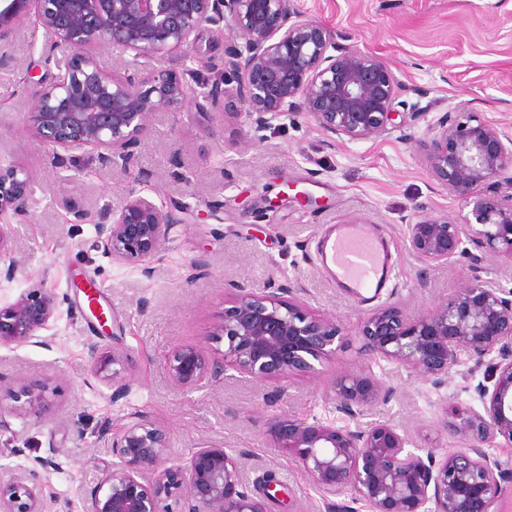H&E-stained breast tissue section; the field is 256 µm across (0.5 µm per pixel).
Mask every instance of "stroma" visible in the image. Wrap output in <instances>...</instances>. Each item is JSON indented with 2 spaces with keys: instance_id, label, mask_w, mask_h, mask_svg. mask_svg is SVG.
<instances>
[{
  "instance_id": "stroma-1",
  "label": "stroma",
  "mask_w": 512,
  "mask_h": 512,
  "mask_svg": "<svg viewBox=\"0 0 512 512\" xmlns=\"http://www.w3.org/2000/svg\"><path fill=\"white\" fill-rule=\"evenodd\" d=\"M306 17L331 29L339 43L384 57L405 84V98L428 112L409 134L396 131L359 143H327L312 118L256 130L244 106L229 96L223 118L192 112H159L152 135L139 148L138 167L124 170L103 161L97 150L54 160L53 150L25 122L33 83L20 69L35 62L47 73L42 31L24 19L9 36L11 52L0 56V164L30 171V223L19 226L11 244L22 269L0 279V300L22 289H51L60 317L50 323L52 347H0V480L36 469L55 498L52 512H83L102 470L113 458L102 435L123 424L126 414L147 412L170 428L169 460L179 463L192 448L218 441L240 453L251 494L273 477L289 500L269 502V512H327L307 476L265 439L268 415L344 422L336 409L333 378L372 373L391 394L372 409L373 418L410 433L422 452L443 456L470 446L468 437L446 431L450 403L474 404L482 379L474 361L461 356L448 378L424 380L395 364L359 351L354 337L368 305L339 291L318 266L317 242L327 225L349 219L374 224L390 240L398 272L383 298L418 314L449 297L472 277L512 288V267L470 247L449 267H424L409 252L406 227L419 219L418 203L464 223L469 205L437 187L415 146L428 122L451 112L462 99L488 121L512 132V0H299ZM204 62L173 53L164 61L179 71L192 67L199 87L224 79V47L202 30ZM153 187L167 201L192 210L160 253L141 265L104 255L96 247V225L111 222L131 190ZM66 190L70 205L56 202ZM90 211L93 223H75L73 213ZM206 277L192 279L195 264ZM99 287L105 311L118 314L121 337L101 331L72 280ZM304 288L309 301L336 317L349 339L314 376H297L285 395L246 379L217 381L191 393L173 391L163 358L173 346L193 343L212 353L223 343L210 330L235 284L276 289L285 281ZM119 345L129 357L128 393L92 383L89 344ZM45 385L47 409L28 404V380Z\"/></svg>"
}]
</instances>
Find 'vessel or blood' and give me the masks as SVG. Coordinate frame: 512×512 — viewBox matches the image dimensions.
Listing matches in <instances>:
<instances>
[{"label": "vessel or blood", "instance_id": "obj_1", "mask_svg": "<svg viewBox=\"0 0 512 512\" xmlns=\"http://www.w3.org/2000/svg\"><path fill=\"white\" fill-rule=\"evenodd\" d=\"M321 268L349 296L367 303L388 288L396 264L373 225L345 221L327 226L318 242Z\"/></svg>", "mask_w": 512, "mask_h": 512}]
</instances>
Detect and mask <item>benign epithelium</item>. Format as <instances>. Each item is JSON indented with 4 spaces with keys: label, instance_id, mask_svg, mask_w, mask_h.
<instances>
[{
    "label": "benign epithelium",
    "instance_id": "obj_1",
    "mask_svg": "<svg viewBox=\"0 0 512 512\" xmlns=\"http://www.w3.org/2000/svg\"><path fill=\"white\" fill-rule=\"evenodd\" d=\"M36 3L38 22L49 46L63 51L57 72L37 80L40 89L25 119L53 149L103 151L124 168L138 164V148L150 135L156 112L205 110L224 116L231 93L256 129H270L301 115L311 117L328 138L363 142L412 127L427 113L401 99L404 91L387 61L377 54L336 41L331 30L308 18L298 0H7L0 7V38L8 35ZM224 45V64L236 73L231 90L199 92L173 70L146 77L109 71L96 46L107 40L137 60L178 52L198 54L201 29ZM432 180L448 194L472 205L465 222L424 215L407 225L411 252L426 266L448 265L467 253L470 242L512 263V136L460 100L454 114L428 125L415 141ZM33 175L12 166L0 171V262L13 279L9 257L13 223L30 217ZM159 192L133 191L112 223L97 226V247L121 262L152 259L178 226L185 208L158 202ZM293 285L280 292H257L240 284L231 306L210 332L224 342L216 360L196 344L174 347L165 357L170 385L191 392L229 369L278 393L294 375H311L346 342L344 326L311 309ZM58 318L52 290L25 288L0 304V347L51 346L39 331ZM357 338L372 359L413 370L425 380L448 374L464 351L476 357L472 371L484 369L475 387L483 410L471 405L446 408L443 428L471 436L478 444L451 448L441 459L422 456L412 439L387 422L358 419L389 394L371 374H350L332 382L336 408L348 422L313 421L273 414L263 435L293 459L325 499L352 490L369 512H499V486L512 481L481 443L504 439L512 447V290L466 282L450 298L412 316L398 301L371 309ZM90 375L125 394L128 357L118 348L89 345ZM356 425H350V422ZM169 428L141 411L127 414L112 433L115 461L102 472L84 512H164L163 498L178 491L180 512H269L280 491L268 486L259 497L245 486L239 459L210 442L187 460L166 465ZM434 504L429 510L428 504ZM0 512H51L46 485L22 470L0 481Z\"/></svg>",
    "mask_w": 512,
    "mask_h": 512
}]
</instances>
